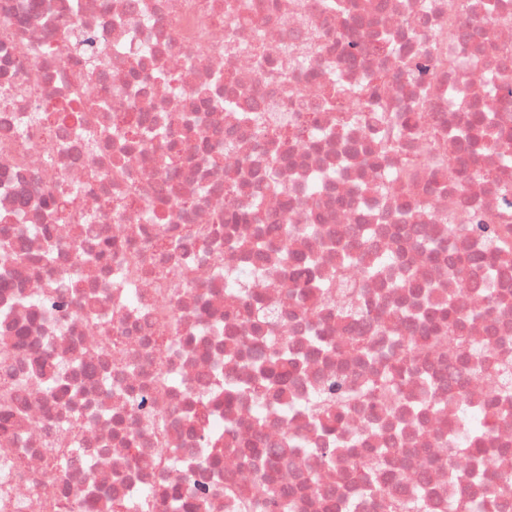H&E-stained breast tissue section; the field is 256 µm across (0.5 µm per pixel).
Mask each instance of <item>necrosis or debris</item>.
<instances>
[{
	"instance_id": "obj_1",
	"label": "necrosis or debris",
	"mask_w": 512,
	"mask_h": 512,
	"mask_svg": "<svg viewBox=\"0 0 512 512\" xmlns=\"http://www.w3.org/2000/svg\"><path fill=\"white\" fill-rule=\"evenodd\" d=\"M330 2L0 0V391L13 395L0 403V512H169L176 497L183 512H247L228 496L247 485L289 491L291 512H402L417 494L421 512L460 499L512 512V467L492 462L512 448L510 422L494 430L482 479L449 485V464L474 458L441 443L465 414L431 360L401 391L413 404L432 378L435 411L405 424L390 402L351 408L344 435L361 453L254 467L227 447L243 437L322 447L310 397L351 365L310 351L273 400L225 407L224 380L252 376L243 302L278 311L267 348H303L314 326L335 339L346 307L392 352L416 335L374 315L421 302L396 287V269L368 275L369 260L403 254L408 278L431 282L435 255L399 249L409 225L512 228L503 185L474 175L512 156V0L490 11L484 0H343L340 16ZM84 32L95 56L76 48ZM334 85L367 88L379 111L340 126L326 105ZM132 102L156 138L125 139L120 112ZM310 112L321 115L316 140L270 143ZM480 113L492 125L465 169L448 128ZM372 140L376 158L363 160ZM255 199L265 223L313 224L329 242L313 301L292 303L287 273L248 266L245 251L206 252L252 235L225 218ZM162 237L179 238V251H160ZM340 248L363 258L337 268ZM485 248L499 255L493 286L475 271L466 287L443 288L459 311L486 305L491 289L512 297V250ZM464 334L512 364V314Z\"/></svg>"
}]
</instances>
